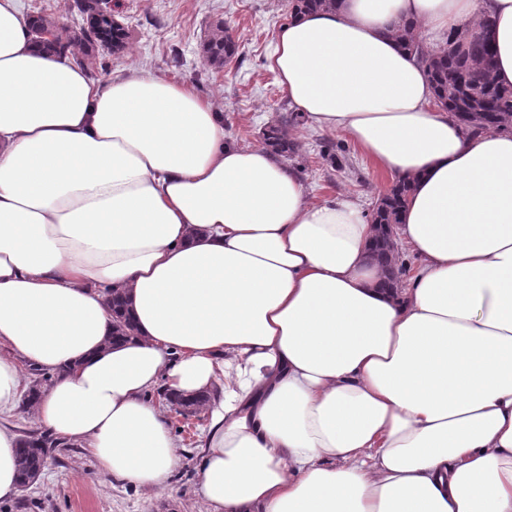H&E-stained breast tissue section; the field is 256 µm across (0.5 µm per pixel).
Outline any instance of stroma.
<instances>
[{
  "mask_svg": "<svg viewBox=\"0 0 512 512\" xmlns=\"http://www.w3.org/2000/svg\"><path fill=\"white\" fill-rule=\"evenodd\" d=\"M76 0H18L23 15H48L70 32L83 21ZM127 33L124 51L96 47L99 67L91 71L101 80L133 66L168 78L185 80L198 94L212 100L224 114L229 139L244 147L260 144L268 122L288 114L291 106L274 75L265 66L276 35L289 21L287 0H102ZM224 20L238 45L235 58L216 69L204 64L201 44L215 20ZM297 150L286 161L316 201L340 195L360 200L372 209L391 187L392 175L377 171L355 143L342 133L306 126L293 129ZM334 157H327V145ZM150 399L165 404L158 392ZM183 461L166 485L144 489L116 481L99 471L82 448H60L39 479L12 500H0V512H207L198 493L197 445L208 415L199 412L182 419L174 405L165 404Z\"/></svg>",
  "mask_w": 512,
  "mask_h": 512,
  "instance_id": "1",
  "label": "stroma"
}]
</instances>
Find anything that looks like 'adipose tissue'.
<instances>
[{"label": "adipose tissue", "instance_id": "1", "mask_svg": "<svg viewBox=\"0 0 512 512\" xmlns=\"http://www.w3.org/2000/svg\"><path fill=\"white\" fill-rule=\"evenodd\" d=\"M486 16L512 87V0H343L267 58L311 126L414 179L396 240L420 263L387 288L359 200L312 201L189 82L91 79L0 0V415L23 366L53 374L39 426L159 488L181 464L162 383L210 398L209 512H512V129L468 133L391 36ZM19 439L0 425V500ZM108 304L114 316L112 339L121 340L133 337L134 327L130 318L127 316L123 296L112 292V295L108 299Z\"/></svg>", "mask_w": 512, "mask_h": 512}]
</instances>
